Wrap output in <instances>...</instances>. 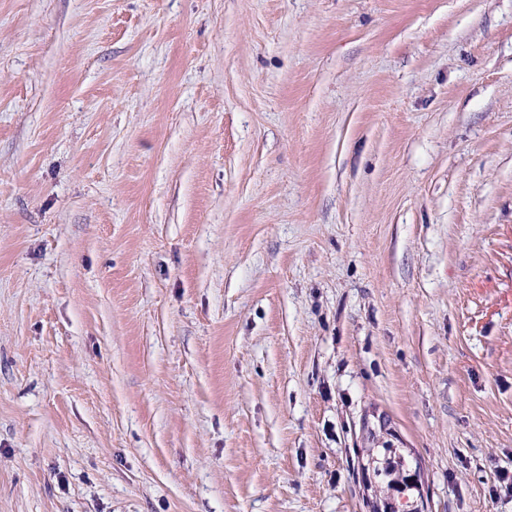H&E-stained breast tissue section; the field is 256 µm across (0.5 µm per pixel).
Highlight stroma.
I'll use <instances>...</instances> for the list:
<instances>
[{"instance_id":"obj_1","label":"stroma","mask_w":512,"mask_h":512,"mask_svg":"<svg viewBox=\"0 0 512 512\" xmlns=\"http://www.w3.org/2000/svg\"><path fill=\"white\" fill-rule=\"evenodd\" d=\"M512 512V0H0V512Z\"/></svg>"}]
</instances>
